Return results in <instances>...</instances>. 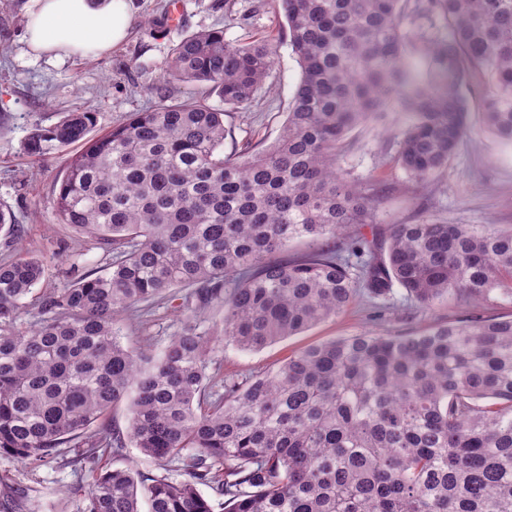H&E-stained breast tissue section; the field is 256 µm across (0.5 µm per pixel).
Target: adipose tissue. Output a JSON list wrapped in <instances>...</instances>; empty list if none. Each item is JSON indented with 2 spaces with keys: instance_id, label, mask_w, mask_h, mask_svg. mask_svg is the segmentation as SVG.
Segmentation results:
<instances>
[{
  "instance_id": "ef3b65f1",
  "label": "adipose tissue",
  "mask_w": 512,
  "mask_h": 512,
  "mask_svg": "<svg viewBox=\"0 0 512 512\" xmlns=\"http://www.w3.org/2000/svg\"><path fill=\"white\" fill-rule=\"evenodd\" d=\"M25 28L37 57L102 55L120 44L130 24L129 0H30Z\"/></svg>"
}]
</instances>
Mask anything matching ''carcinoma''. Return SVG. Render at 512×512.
<instances>
[{"label":"carcinoma","instance_id":"obj_1","mask_svg":"<svg viewBox=\"0 0 512 512\" xmlns=\"http://www.w3.org/2000/svg\"><path fill=\"white\" fill-rule=\"evenodd\" d=\"M281 6L301 77L269 147L224 156V117L252 103L275 49L215 30L180 34L163 77L222 107L163 100L96 137L95 113L68 112L25 140L31 157L82 145L56 211L110 258L73 264L32 322L45 261L0 262V455L38 467L77 449L95 465L80 512H214L200 484L224 512H512V317L332 339L222 393L207 391L211 337L194 325L159 351L116 336L118 314L192 286L202 304L224 296L220 341L244 351L338 315L359 285L426 307L512 300V229L421 216L344 237L375 223L383 185L336 167L348 134L393 103L414 116L396 163L416 187L447 169L473 112L511 144L512 0ZM122 404L125 434L107 422ZM129 445L160 473L98 465Z\"/></svg>","mask_w":512,"mask_h":512}]
</instances>
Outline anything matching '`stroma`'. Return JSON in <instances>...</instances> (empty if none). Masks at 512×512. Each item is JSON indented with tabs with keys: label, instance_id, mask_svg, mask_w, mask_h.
Listing matches in <instances>:
<instances>
[{
	"label": "stroma",
	"instance_id": "1",
	"mask_svg": "<svg viewBox=\"0 0 512 512\" xmlns=\"http://www.w3.org/2000/svg\"><path fill=\"white\" fill-rule=\"evenodd\" d=\"M30 0H0V204L9 207L21 229L20 244L0 235V260L36 255L47 263L37 293L57 287L71 264L91 268L103 251L86 236L60 224L54 200L61 179L78 146L28 158L22 145L35 125L55 123L60 114L79 109L95 113L94 135L125 122L134 112L152 109L163 100L200 95L202 88L164 79L163 70L178 30L223 31L227 40L243 43L269 39L276 47L270 81L272 92L259 93L244 110L225 118V153L247 146L272 144L286 118L300 67L289 46L287 23L279 0H235L226 13L224 0H131L129 36L111 52L56 62L29 54L23 39ZM179 11L176 25L159 28L154 18L168 9ZM412 121L410 114L391 109L377 120L354 129L337 165L352 178L378 179L387 188L376 216L377 227L412 221L425 215L448 224H490L512 227V145L499 142L471 118L469 130L448 163L447 171L423 190L406 188L407 177L394 163L395 133ZM386 314L374 318L364 293L334 318L259 351H243L217 342L224 323V304L200 305L194 288H182L176 301L154 300L140 311L125 313L116 328L125 346L159 348L175 336L184 322L212 337L208 368H221L225 377L245 379L276 369L304 347L330 339L364 334L402 336L422 334L473 312L511 317L512 301L497 299L473 308L456 297L425 307L398 287L384 298ZM90 480L88 472L54 461L34 468L0 456V502L11 488L29 490L25 512H78Z\"/></svg>",
	"mask_w": 512,
	"mask_h": 512
}]
</instances>
